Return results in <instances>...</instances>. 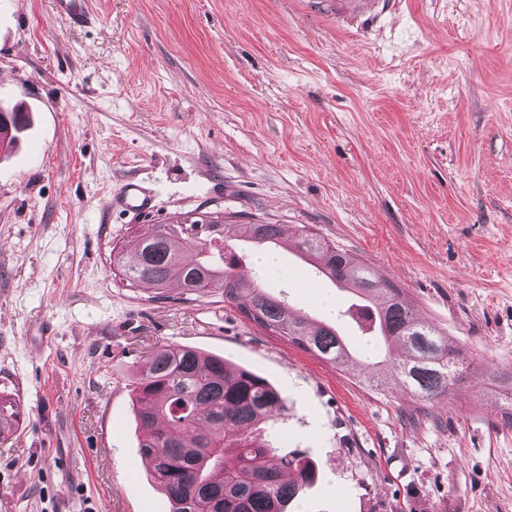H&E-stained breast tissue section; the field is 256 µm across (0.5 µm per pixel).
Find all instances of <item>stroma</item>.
I'll list each match as a JSON object with an SVG mask.
<instances>
[{
    "mask_svg": "<svg viewBox=\"0 0 512 512\" xmlns=\"http://www.w3.org/2000/svg\"><path fill=\"white\" fill-rule=\"evenodd\" d=\"M0 0V512H168L129 384L157 344L215 353L286 401L260 424L318 469L293 512H512V0ZM150 212L111 209L125 182ZM221 209L306 226L405 288L469 375L417 404L270 335L222 295L124 287L130 233ZM261 281L331 321L283 248ZM91 0H52L54 14L65 19L72 27H85L92 23L93 16L89 8ZM26 122L25 112L18 108L12 110H0V139L5 142L6 138L12 132L9 144L12 143L16 135L20 133Z\"/></svg>",
    "mask_w": 512,
    "mask_h": 512,
    "instance_id": "1",
    "label": "stroma"
}]
</instances>
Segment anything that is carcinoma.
Here are the masks:
<instances>
[{"label": "carcinoma", "mask_w": 512, "mask_h": 512, "mask_svg": "<svg viewBox=\"0 0 512 512\" xmlns=\"http://www.w3.org/2000/svg\"><path fill=\"white\" fill-rule=\"evenodd\" d=\"M25 113L0 110V139L20 133ZM221 210L195 211L130 240L121 280L147 285L166 298L171 285L184 299L219 292L256 326L306 352L344 366L353 361L338 326L308 315L261 282L237 272L244 254L226 244ZM238 237L255 248L281 242L278 224H240ZM315 276L356 296L343 312L362 341L380 351L365 365L364 382L383 390L398 381L424 403L450 396L471 363L436 326L419 318L405 289L383 280L355 256L304 230L283 245ZM139 450L169 512H288L316 480L314 462L280 455L251 429L283 407L276 386L259 372L186 345L154 347L131 381Z\"/></svg>", "instance_id": "cac0c4a2"}]
</instances>
